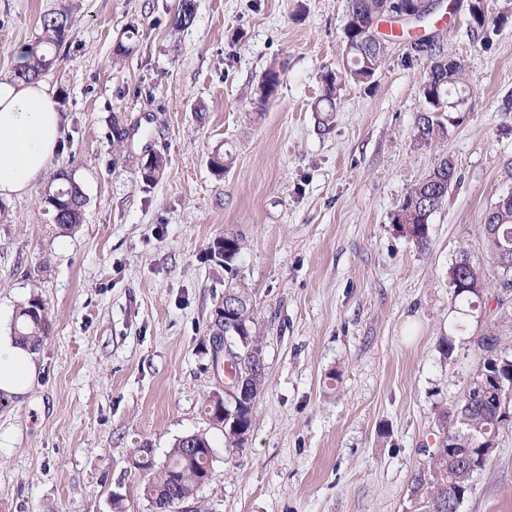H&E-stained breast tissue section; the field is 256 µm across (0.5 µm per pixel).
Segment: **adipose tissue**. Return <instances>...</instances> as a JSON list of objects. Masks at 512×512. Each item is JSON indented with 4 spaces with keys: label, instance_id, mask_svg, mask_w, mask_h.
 Returning a JSON list of instances; mask_svg holds the SVG:
<instances>
[{
    "label": "adipose tissue",
    "instance_id": "1",
    "mask_svg": "<svg viewBox=\"0 0 512 512\" xmlns=\"http://www.w3.org/2000/svg\"><path fill=\"white\" fill-rule=\"evenodd\" d=\"M62 137L59 103L42 81H0V199L30 193L54 160ZM33 376L31 352L0 339V391L24 393Z\"/></svg>",
    "mask_w": 512,
    "mask_h": 512
}]
</instances>
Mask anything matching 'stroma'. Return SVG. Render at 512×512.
I'll return each instance as SVG.
<instances>
[{
	"label": "stroma",
	"mask_w": 512,
	"mask_h": 512,
	"mask_svg": "<svg viewBox=\"0 0 512 512\" xmlns=\"http://www.w3.org/2000/svg\"><path fill=\"white\" fill-rule=\"evenodd\" d=\"M179 2L0 0V78L43 13L72 16L42 80L63 118L52 168L87 197L70 234L42 210L49 178L0 201V336L31 297L47 307L34 378L0 408V512H110L116 494L150 512L136 450L159 463L193 433L214 477L175 512H420L412 477L438 411L482 362L477 337L493 325L512 345V291L464 315L448 288L460 253L491 270L482 224L512 192V0H487L508 16L487 37L469 27V0L426 24L472 87L461 121L427 146L414 126L430 61L413 34L388 40L372 86L342 83L325 125L314 103L323 70L342 69L347 0H194L177 29ZM272 64L281 85L261 104ZM216 151L231 159L221 176ZM155 154L166 167L143 182ZM444 157L458 181L421 248L393 216ZM227 235L244 242L231 273L212 253ZM231 274L253 294L265 354L240 449L204 412L231 380L212 343ZM472 485L460 512H512V430ZM281 84V70L275 65H270L261 76L255 90L258 103L264 104L278 91Z\"/></svg>",
	"instance_id": "stroma-1"
}]
</instances>
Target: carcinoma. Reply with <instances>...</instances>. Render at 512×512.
<instances>
[{"label":"carcinoma","mask_w":512,"mask_h":512,"mask_svg":"<svg viewBox=\"0 0 512 512\" xmlns=\"http://www.w3.org/2000/svg\"><path fill=\"white\" fill-rule=\"evenodd\" d=\"M380 21L388 17L397 18L389 0H348L347 18H359L369 22V17ZM194 19L193 0H180L174 26L183 28ZM500 23V17L488 13L485 0H472L469 7V25L472 30L488 33ZM73 23L66 11L48 12L40 18V33L31 43L30 55L25 65L17 66L12 77L22 81L36 79L50 70L59 61V51L69 39ZM355 46L346 55L348 71L339 77L332 70L321 75L323 94L315 110L330 117L336 111L337 90L342 80L357 85L372 86L379 72L386 48L385 40L364 39L361 31L354 27L344 29L343 44ZM412 49L430 59L429 74L432 80L422 85L423 109L416 116V137L429 145L447 136L448 126L455 125L457 118L448 121L442 113L448 111V103H460L469 90L464 65L434 45L433 40L421 38L412 44ZM281 70L269 66L261 76L255 90L259 104H264L278 91ZM165 166V160L155 155L147 165H141L140 174L145 182L153 181ZM457 181L455 165L446 158L441 159L429 175L416 184L405 195L394 217L395 223L405 236L423 248L429 239L431 216L441 207L448 195V181ZM52 182L43 196L44 210L52 217V223L64 233L73 232L83 223V212L87 198L82 186L72 173L61 169L54 173ZM485 242L498 271L500 287L512 288V200L501 203L496 200L485 214L483 224ZM213 243V254L224 267L233 269L234 262L243 249L242 239L226 236ZM448 288L451 301L478 308L485 303L489 283L483 270L473 264L467 254L448 268ZM225 291L235 296L238 308L234 316L224 318V335L233 337L238 352L262 354L263 347L256 333L254 301L248 288L237 283L225 284ZM45 304L37 297L20 307L14 322L13 335L17 344L40 347L45 331ZM477 347L484 352V362L477 374L472 376L456 409L438 415L435 448L428 452L429 460L415 472L413 484L423 496L424 512H450L451 501L458 492L472 484L473 477L482 470L486 458L478 449L489 437H498L501 430L512 424L501 419V408L496 396L497 384L512 385V348L501 346L495 329L490 328L476 340ZM246 383L249 396L232 398L227 394L220 398L212 396L204 410L215 413L219 407L230 411V422L225 425L224 438L231 448L241 449L247 443L252 426V415L260 396L265 390L264 366L256 363L248 374ZM469 448L471 468L450 470L448 449ZM212 447L203 434L194 433L179 438L168 452V458L156 465L148 456V449H137L133 467L140 471V486L143 496L150 503L152 512H172L178 503L193 498L213 478Z\"/></svg>","instance_id":"obj_1"}]
</instances>
